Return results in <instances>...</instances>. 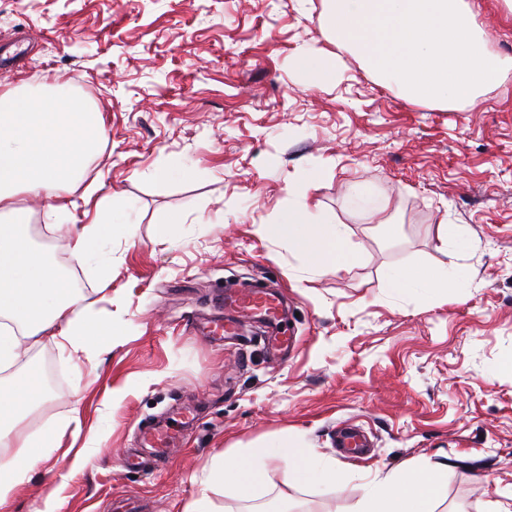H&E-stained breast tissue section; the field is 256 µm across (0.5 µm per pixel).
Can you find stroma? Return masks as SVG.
<instances>
[{
	"label": "stroma",
	"mask_w": 512,
	"mask_h": 512,
	"mask_svg": "<svg viewBox=\"0 0 512 512\" xmlns=\"http://www.w3.org/2000/svg\"><path fill=\"white\" fill-rule=\"evenodd\" d=\"M493 52L512 56V17L476 0ZM323 0H0V47L18 56L0 89L62 85L101 113L105 138L65 216L42 198L29 241L95 318L112 351L66 354L43 339L0 382L31 366L57 383L20 424H55L59 446L38 461L11 512H187L208 495L216 512H355L363 478L424 461L446 465L436 512H487L512 491V74L459 110L402 97L324 33ZM338 56L335 84L300 83L298 56ZM190 166L189 180L153 172ZM318 181H311L313 171ZM132 221L106 261L74 258L57 223L84 221L88 192ZM389 195L383 219L357 196ZM309 206L344 225L358 263L318 272L287 240L260 235ZM183 212L176 239L157 222ZM462 243L442 247V224ZM399 266L455 267L463 287L401 294ZM259 281L281 295L297 345L273 356L253 336L217 345L186 324L217 316L224 293ZM79 412L81 426L69 422ZM181 432L156 473L121 461L147 454L143 420ZM366 431L371 453L336 446L339 427ZM102 437L95 453L77 451ZM298 440L349 481L291 487L270 471L256 499L208 486L217 456Z\"/></svg>",
	"instance_id": "obj_1"
}]
</instances>
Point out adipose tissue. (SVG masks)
<instances>
[{
	"instance_id": "adipose-tissue-1",
	"label": "adipose tissue",
	"mask_w": 512,
	"mask_h": 512,
	"mask_svg": "<svg viewBox=\"0 0 512 512\" xmlns=\"http://www.w3.org/2000/svg\"><path fill=\"white\" fill-rule=\"evenodd\" d=\"M104 134L99 112L57 92L38 95L14 87L0 90V366L11 365L29 341L48 339L73 349L94 340L108 346L112 333L81 304L80 296L57 269L37 254L23 231L30 212L19 206L25 194L61 199L63 191L81 182ZM95 218L68 230L69 249L78 258L97 253L112 232L103 223L107 199L94 205ZM266 235L287 239L322 271L356 263L359 253L349 245L345 228L316 221L306 208L289 210ZM389 287L401 292L418 288L461 287L460 270L414 271L397 267L387 277ZM46 398L42 376L31 369L8 389H0V512L10 505L37 463L33 448L47 445L50 430L38 436L17 433L25 416ZM281 468L288 485L331 486L344 475L334 464L311 450L288 441L274 449L249 450L233 459L218 458L209 482L227 487L240 500L249 499L268 476L269 465ZM443 495L440 478L425 463H417L369 484L356 512H436Z\"/></svg>"
}]
</instances>
